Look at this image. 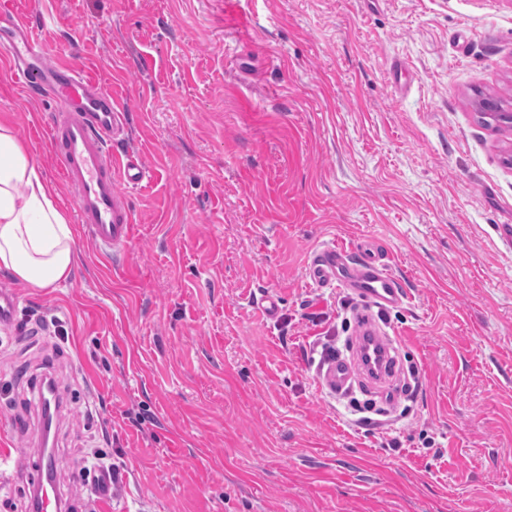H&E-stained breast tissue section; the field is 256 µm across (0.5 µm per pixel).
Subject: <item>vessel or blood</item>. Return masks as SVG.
<instances>
[{"label":"vessel or blood","instance_id":"obj_1","mask_svg":"<svg viewBox=\"0 0 512 512\" xmlns=\"http://www.w3.org/2000/svg\"><path fill=\"white\" fill-rule=\"evenodd\" d=\"M0 23L10 33L0 52L11 78L28 92L52 96L58 103L50 120L51 150L73 198L78 224L104 252L125 246L133 229L129 194L151 172L123 135L124 112L89 72L67 62L48 63L31 16L19 11L15 0H0ZM352 254L343 246H323L308 269L317 287L350 288L364 302L351 357L331 361L323 383L333 392L356 384L385 393L399 376L392 355L398 339L376 322L372 310L400 305L407 294L380 252L357 261ZM52 466L51 457L41 458V476L30 486L34 499L25 503L26 512H58L62 496L56 485L44 480Z\"/></svg>","mask_w":512,"mask_h":512}]
</instances>
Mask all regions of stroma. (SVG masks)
<instances>
[{"instance_id": "35a3bbf8", "label": "stroma", "mask_w": 512, "mask_h": 512, "mask_svg": "<svg viewBox=\"0 0 512 512\" xmlns=\"http://www.w3.org/2000/svg\"><path fill=\"white\" fill-rule=\"evenodd\" d=\"M19 2L49 62L111 93L152 177L101 256L51 156L54 100L0 78L78 256L55 288L0 271V512L39 473L32 374L64 400L55 474L81 512L93 450L117 466L108 512H512V127L471 103L512 102V0ZM368 241L408 291L374 317L418 379L356 391L391 417L369 433L318 378L361 300L306 275L317 247ZM503 103L504 101H502L501 99H497L492 96H487L486 94L483 93L477 94L473 100V106L476 112H479L480 119H482V121L487 124L492 125L494 123L497 126H500L501 123L506 124V122H503L502 119L499 118L497 115V112H505L502 106ZM487 112L495 113H490L491 115H488Z\"/></svg>"}]
</instances>
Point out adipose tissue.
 Masks as SVG:
<instances>
[{"instance_id":"1","label":"adipose tissue","mask_w":512,"mask_h":512,"mask_svg":"<svg viewBox=\"0 0 512 512\" xmlns=\"http://www.w3.org/2000/svg\"><path fill=\"white\" fill-rule=\"evenodd\" d=\"M58 199L11 124L0 122V271L27 287H55L72 273L74 237Z\"/></svg>"}]
</instances>
